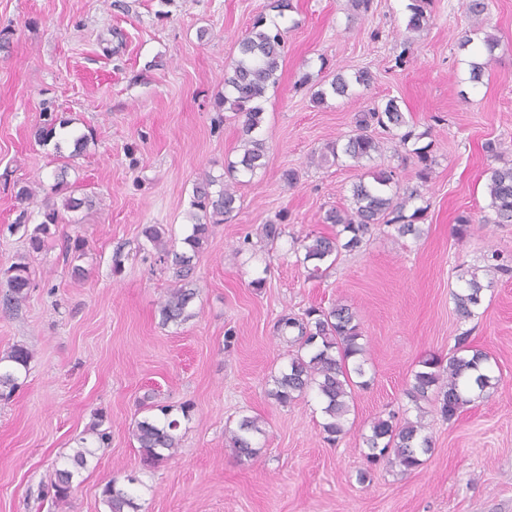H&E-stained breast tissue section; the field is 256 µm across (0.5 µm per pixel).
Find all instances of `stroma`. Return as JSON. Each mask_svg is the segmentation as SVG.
Masks as SVG:
<instances>
[{
  "instance_id": "obj_1",
  "label": "stroma",
  "mask_w": 512,
  "mask_h": 512,
  "mask_svg": "<svg viewBox=\"0 0 512 512\" xmlns=\"http://www.w3.org/2000/svg\"><path fill=\"white\" fill-rule=\"evenodd\" d=\"M273 2L0 0V297L5 270L25 252L7 226L22 211L40 222L55 173L65 171L74 197L93 200L32 260L28 299L0 308V354L16 344L32 353L22 386L0 400V512H53L41 493L98 420L111 439L63 512H108L101 489L112 479L134 480L139 512H512V273L497 275L470 324L451 299L458 265L512 253V224L484 221L483 177L512 164V0H488L483 30L499 45L476 85L459 46L472 26L461 0H432L419 32L406 28L408 0H370L365 12L351 0H291L282 14ZM260 14L278 21L286 41L279 82L262 102L267 164L238 175L240 207L197 259L192 318L164 327L158 302L170 278L142 262L141 231L160 224L181 241L194 183L206 173L223 178L238 160L241 121L215 102L238 40ZM339 69L369 71L372 82L316 104L314 92ZM392 97L428 132L432 173L419 180L414 155L377 127L383 149L368 167L395 170L399 193L418 191L423 235L378 227L367 246L311 278L296 239L330 232L326 212L348 208L368 167L310 156L350 134L357 112ZM46 111L69 125L41 144L33 133ZM82 134L88 145L77 155L70 138ZM289 169L298 174L292 184ZM30 183L33 197L19 202ZM281 213L283 233L269 241L262 227ZM462 215L471 229L460 238L452 228ZM68 236L85 240L80 258L64 252ZM118 250L125 260L116 275ZM76 265L83 280L71 275ZM258 277L260 290L251 286ZM338 301L360 318L368 385L355 388L353 426L331 445L314 396L283 406L266 389L293 351L279 319ZM464 331L487 352L498 387L455 421L426 413L434 448L417 470L368 469L362 436L373 419L415 418L412 371L427 353L447 354ZM146 397L193 405L175 457L154 469L131 433ZM245 415L259 417L264 434L258 457L242 464L224 433Z\"/></svg>"
}]
</instances>
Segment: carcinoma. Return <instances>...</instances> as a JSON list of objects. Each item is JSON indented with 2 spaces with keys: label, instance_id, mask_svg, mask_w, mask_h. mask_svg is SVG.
<instances>
[{
  "label": "carcinoma",
  "instance_id": "cac0c4a2",
  "mask_svg": "<svg viewBox=\"0 0 512 512\" xmlns=\"http://www.w3.org/2000/svg\"><path fill=\"white\" fill-rule=\"evenodd\" d=\"M430 0H410L407 4L409 16L406 28L419 31L427 25V5ZM467 15L478 25L487 10V0H462ZM239 56L229 71L224 73V98L220 105L243 118L241 128V156L226 166L228 178L235 174L255 175L266 166L267 146L262 138L263 108L260 102L267 90L278 83V71L285 57L284 35L278 25L266 26L264 17L257 18L246 36L239 42ZM371 76L366 70L354 73V79L336 73L329 83L336 96H346L351 83L367 86ZM376 124L393 134L402 146L414 145L412 153L418 163V178L428 179L432 158L430 145L418 142L429 135V131L417 133L410 125L405 112L395 99L372 107L358 115L355 130L345 140H333L326 144L322 158L349 159L355 163L372 160L381 150L380 141L366 133ZM68 121L53 117L35 133L40 142L55 138L57 129H64ZM488 224H512V164L489 167L484 171ZM370 180L361 177L350 188V207L345 210L331 209L324 222L334 227L330 235L309 232L297 241L303 252L301 261L309 267L310 275L321 278L332 269L342 252H354L367 244L372 227L383 224L392 228L398 237L419 239L423 231L418 221L424 209L417 207L409 215L405 211L410 202L418 197L412 191L401 197L394 191L396 173L392 169H376L367 173ZM237 191L234 186L204 175L198 179L191 201L190 233L183 238V249L165 237V230L150 224L142 229L145 243L142 250L153 259L154 264L172 272L173 284L159 302L162 325L176 326L186 322L194 313L190 305L197 297L195 269L196 259L208 242L213 227L224 223L226 217L239 209ZM86 201L71 195L62 199V204L48 203L43 220L34 226L27 223L26 214L8 225L12 233L23 232L28 244L29 257L12 263L6 270L8 288L7 304L23 302L32 287L30 258L41 253L45 240L54 235L59 225L66 223L64 213L79 210ZM494 263L478 267H461L457 275L458 289L452 292L455 312L463 321L478 316L485 291L494 287L491 280L481 281L478 271L493 269L509 273L512 267L505 264V257L492 253ZM281 335L292 334L295 350L288 364L267 381V395L285 406L301 400L313 392L320 399L324 422V439L334 444L347 432L348 415L353 404V387H366L364 355L366 343L361 322L355 311L338 302L328 309L311 307L300 318L285 317L278 322ZM32 353L23 344L13 346L0 355V399H7L19 388L22 371L28 368ZM360 381H354V378ZM500 380L489 365L486 353L473 348L469 332L456 337L454 350L448 357L435 353L426 355L412 371L407 396L416 409L420 402L431 401L445 420L457 419L462 412L484 398L486 390L495 387ZM148 415L134 421L132 435L145 464L155 467L172 458L180 445L178 430L180 420L173 415L170 406L160 409V415H151V405H143ZM262 434L259 418L243 416L237 426L228 433V441L236 459L250 461L258 456L260 448L256 437ZM368 448L367 462L373 466L382 461L399 468L403 474L410 473L424 463V457L433 448L432 437L426 432L422 418L400 421L393 413L378 416L370 426V434L363 435ZM92 451L86 440L69 458V466L56 471L51 484L55 506L67 503L73 483L80 471L87 466V457ZM103 501L109 512H137L130 489L116 480L108 481L102 488Z\"/></svg>",
  "mask_w": 512,
  "mask_h": 512
}]
</instances>
